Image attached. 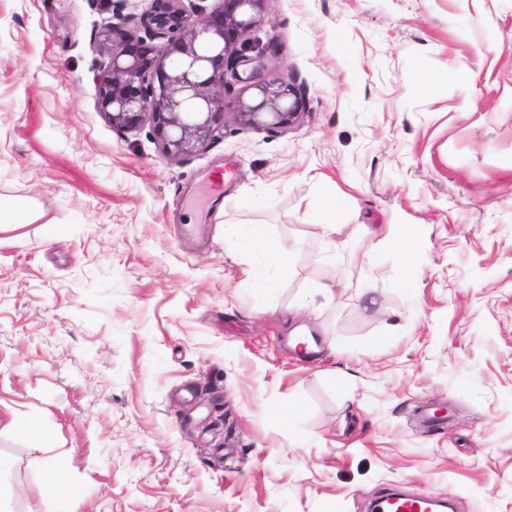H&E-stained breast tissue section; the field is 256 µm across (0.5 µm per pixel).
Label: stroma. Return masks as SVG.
Listing matches in <instances>:
<instances>
[{
    "instance_id": "1",
    "label": "stroma",
    "mask_w": 512,
    "mask_h": 512,
    "mask_svg": "<svg viewBox=\"0 0 512 512\" xmlns=\"http://www.w3.org/2000/svg\"><path fill=\"white\" fill-rule=\"evenodd\" d=\"M100 19L0 0V512H512V0H266L304 115L185 158L100 111ZM237 232L263 258L262 262L251 266L248 271V278L258 288H272L275 282L269 275V270L272 267H280L284 264L288 254L287 251L276 248L270 243L265 227L261 224L239 225ZM437 499L393 493L382 497L372 504L374 512H433Z\"/></svg>"
}]
</instances>
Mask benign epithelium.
Returning a JSON list of instances; mask_svg holds the SVG:
<instances>
[{"label": "benign epithelium", "mask_w": 512, "mask_h": 512, "mask_svg": "<svg viewBox=\"0 0 512 512\" xmlns=\"http://www.w3.org/2000/svg\"><path fill=\"white\" fill-rule=\"evenodd\" d=\"M126 2L117 0L97 24V100L112 128L130 131L147 120L164 155L183 158L224 131L229 107L243 125L268 130L289 128L305 113L303 85L268 77L277 40L249 37L265 0H220L201 19L196 0H141L137 15L123 13Z\"/></svg>", "instance_id": "7a95c632"}]
</instances>
